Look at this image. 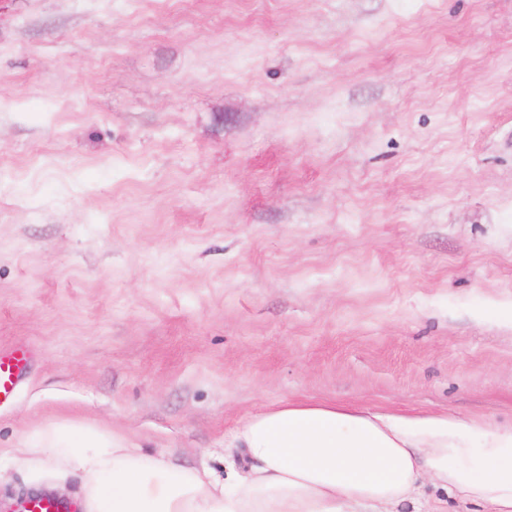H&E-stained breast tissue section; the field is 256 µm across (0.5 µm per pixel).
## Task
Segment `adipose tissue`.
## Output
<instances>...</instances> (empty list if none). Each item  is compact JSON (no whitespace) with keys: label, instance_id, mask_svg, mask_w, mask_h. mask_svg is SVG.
Segmentation results:
<instances>
[{"label":"adipose tissue","instance_id":"obj_1","mask_svg":"<svg viewBox=\"0 0 512 512\" xmlns=\"http://www.w3.org/2000/svg\"><path fill=\"white\" fill-rule=\"evenodd\" d=\"M6 456L35 473L80 472L83 512H442L420 496L425 476L512 512V429L448 416L285 403L237 430L219 470H186L79 424Z\"/></svg>","mask_w":512,"mask_h":512}]
</instances>
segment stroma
<instances>
[{"mask_svg": "<svg viewBox=\"0 0 512 512\" xmlns=\"http://www.w3.org/2000/svg\"><path fill=\"white\" fill-rule=\"evenodd\" d=\"M511 303L512 0H0L1 449L511 429ZM27 355L28 351L20 347L0 353V399L9 398L18 386Z\"/></svg>", "mask_w": 512, "mask_h": 512, "instance_id": "35a3bbf8", "label": "stroma"}]
</instances>
